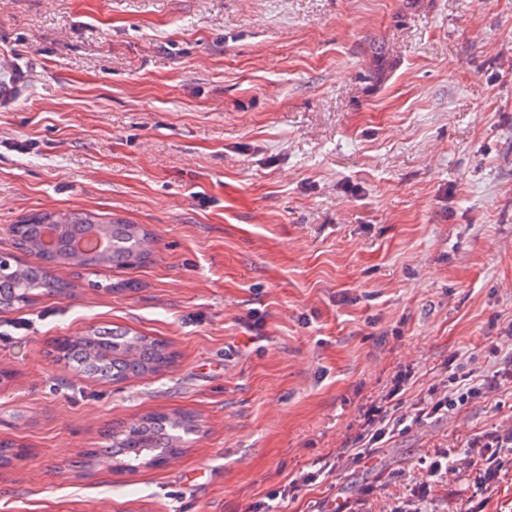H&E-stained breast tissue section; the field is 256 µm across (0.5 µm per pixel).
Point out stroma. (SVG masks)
<instances>
[{"instance_id": "1", "label": "stroma", "mask_w": 512, "mask_h": 512, "mask_svg": "<svg viewBox=\"0 0 512 512\" xmlns=\"http://www.w3.org/2000/svg\"><path fill=\"white\" fill-rule=\"evenodd\" d=\"M24 72L0 109V254L22 217L146 227L148 261L58 266L64 296L0 312V512H334L430 448L512 425V384L320 473L400 366L414 402L451 356L492 371L512 323V0H0ZM265 320L262 344L244 322ZM101 326L172 368L119 383L53 349ZM164 412L200 429L175 466L79 467ZM318 472L312 483L301 474ZM432 512H512L449 477Z\"/></svg>"}]
</instances>
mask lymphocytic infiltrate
I'll return each mask as SVG.
<instances>
[{"mask_svg": "<svg viewBox=\"0 0 512 512\" xmlns=\"http://www.w3.org/2000/svg\"><path fill=\"white\" fill-rule=\"evenodd\" d=\"M498 365L488 375H478L457 364L445 387H431L417 402L407 405L401 398L405 383L414 375L413 366L401 368L392 385L380 398L361 407L358 416L356 447L339 449L335 462L324 463V470L335 465L359 462L378 451V446L390 435L401 433L406 423L421 419L442 418L458 412L464 406L498 389L502 381H512V330L508 331L489 350ZM464 454L478 471L477 482L484 490H492L494 480L508 461L512 460V428L492 430L473 438ZM455 452L437 448L419 460L420 471L409 493L398 498L391 512H428L430 486L453 469Z\"/></svg>", "mask_w": 512, "mask_h": 512, "instance_id": "1", "label": "lymphocytic infiltrate"}]
</instances>
